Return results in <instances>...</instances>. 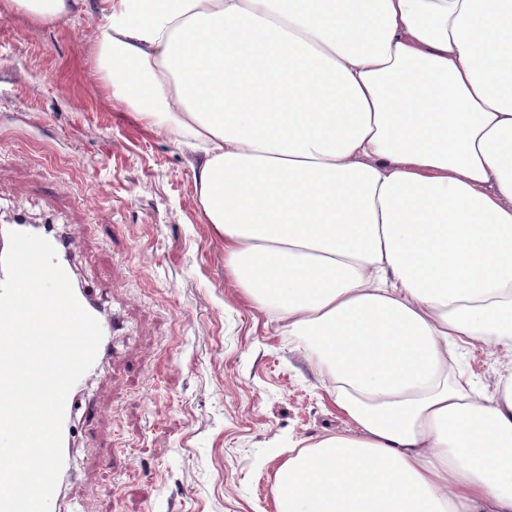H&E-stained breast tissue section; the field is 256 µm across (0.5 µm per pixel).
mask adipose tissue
Returning <instances> with one entry per match:
<instances>
[{
  "mask_svg": "<svg viewBox=\"0 0 512 512\" xmlns=\"http://www.w3.org/2000/svg\"><path fill=\"white\" fill-rule=\"evenodd\" d=\"M94 27L90 81L189 141L234 288L354 431L290 447L276 512H512V0H0ZM461 365L472 387L491 395L497 391L501 378L512 372V356H505L497 347L474 343L463 349Z\"/></svg>",
  "mask_w": 512,
  "mask_h": 512,
  "instance_id": "ef3b65f1",
  "label": "adipose tissue"
}]
</instances>
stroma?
Here are the masks:
<instances>
[{
	"mask_svg": "<svg viewBox=\"0 0 512 512\" xmlns=\"http://www.w3.org/2000/svg\"><path fill=\"white\" fill-rule=\"evenodd\" d=\"M91 31L0 17V213L54 218L75 280L111 292L123 324L71 422L63 507L93 512H275L290 441L349 430L280 323L245 304L194 201V154L105 106L88 82ZM472 387L512 372L465 346Z\"/></svg>",
	"mask_w": 512,
	"mask_h": 512,
	"instance_id": "obj_1",
	"label": "stroma"
}]
</instances>
